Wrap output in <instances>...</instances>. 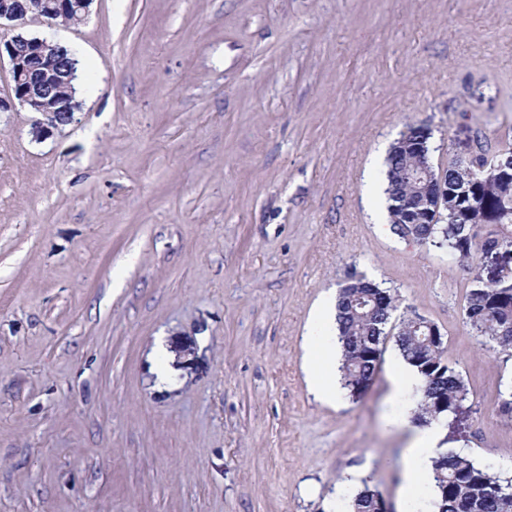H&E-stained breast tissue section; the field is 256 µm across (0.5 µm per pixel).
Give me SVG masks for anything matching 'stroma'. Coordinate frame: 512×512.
<instances>
[{
    "mask_svg": "<svg viewBox=\"0 0 512 512\" xmlns=\"http://www.w3.org/2000/svg\"><path fill=\"white\" fill-rule=\"evenodd\" d=\"M53 33L73 122L0 112V512H408L394 340L361 397L308 385L354 272L445 334L471 395L443 446L512 479V360L384 194L407 126L439 171L512 141V0H93ZM381 496L378 491L365 486L351 497L348 512H383L385 506Z\"/></svg>",
    "mask_w": 512,
    "mask_h": 512,
    "instance_id": "stroma-1",
    "label": "stroma"
}]
</instances>
